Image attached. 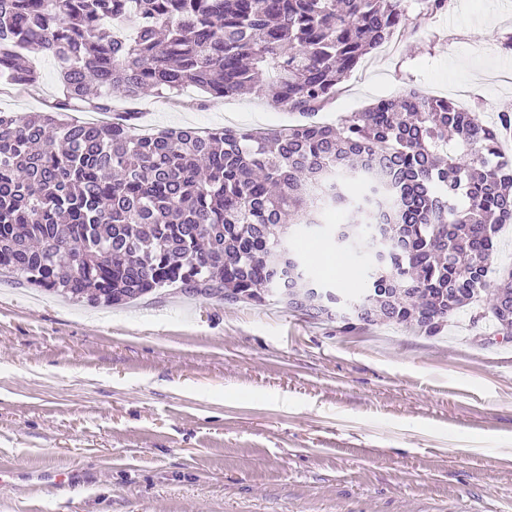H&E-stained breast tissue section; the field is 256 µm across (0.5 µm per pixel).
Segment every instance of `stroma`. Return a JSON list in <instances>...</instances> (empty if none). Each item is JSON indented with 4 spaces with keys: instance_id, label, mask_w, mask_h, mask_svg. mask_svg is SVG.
<instances>
[{
    "instance_id": "35a3bbf8",
    "label": "stroma",
    "mask_w": 512,
    "mask_h": 512,
    "mask_svg": "<svg viewBox=\"0 0 512 512\" xmlns=\"http://www.w3.org/2000/svg\"><path fill=\"white\" fill-rule=\"evenodd\" d=\"M409 35L368 55L317 122L415 88L512 113V0H405ZM0 85V109H47ZM300 123L254 95L196 108L147 93L139 126ZM459 311L428 337L160 288L72 303L0 273V512H512V339ZM78 471L68 498L44 480Z\"/></svg>"
}]
</instances>
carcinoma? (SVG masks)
<instances>
[{
  "label": "carcinoma",
  "instance_id": "cac0c4a2",
  "mask_svg": "<svg viewBox=\"0 0 512 512\" xmlns=\"http://www.w3.org/2000/svg\"><path fill=\"white\" fill-rule=\"evenodd\" d=\"M403 0H0V82L33 86L38 55L57 63L48 112L0 110V270L76 301L121 305L176 286L317 320L362 306L369 325L438 335L461 309L512 335V273L487 278L512 223V161L489 124L445 97L410 89L334 125L256 134L193 128L131 133L110 112L145 90L262 95L311 115L408 21ZM368 231L385 257L364 284L326 300L290 247L291 228Z\"/></svg>",
  "mask_w": 512,
  "mask_h": 512
}]
</instances>
